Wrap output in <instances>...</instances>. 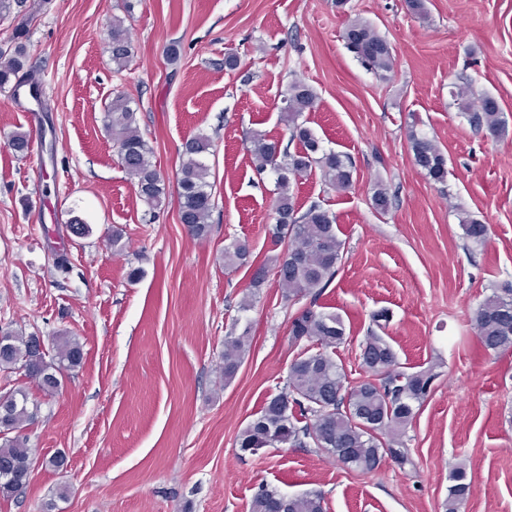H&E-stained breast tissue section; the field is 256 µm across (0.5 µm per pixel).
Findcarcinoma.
<instances>
[{"label": "carcinoma", "mask_w": 512, "mask_h": 512, "mask_svg": "<svg viewBox=\"0 0 512 512\" xmlns=\"http://www.w3.org/2000/svg\"><path fill=\"white\" fill-rule=\"evenodd\" d=\"M31 0H0V17L17 20L6 48L7 62L0 64V90L10 89L19 95L29 86L38 99V84L26 69L28 58ZM124 16H112L108 31L109 52L116 72L125 70L135 53L127 21L134 4L125 0ZM347 48L381 79L389 80L394 70L392 49L370 23L354 19L342 32ZM449 94L468 124L493 139L508 134V122L496 98L483 93L478 100L472 83L465 80L451 84ZM288 105L281 109L289 140L295 150L282 149L279 142L263 134L249 138L248 151L258 174L274 177L271 206V242L278 252L257 264L252 260L249 244L234 239L224 245V267L252 269V291L240 306L247 312L268 274H274L283 287V298L297 306L289 325L295 344H305L288 367L282 390L266 399L237 438L238 448L256 454L264 448L313 447L319 449L344 469L370 474L385 458L401 469L415 468L407 443V430L440 376L436 366L414 370L398 361L392 345L379 334L386 314H373L374 328L360 344L362 377L355 383L347 380L343 364L336 361V348L347 339L342 316L318 309V291L336 276L345 252V240L339 236L336 215L312 204L299 212L291 194V183L319 170L326 186L346 193L354 186V165L349 155L326 150L303 119L315 109L316 92L304 81L293 79L281 92ZM137 109L121 91L115 92L103 115V124L112 137L113 148L134 181L141 201L151 208L168 196L163 176L150 161V147L136 123ZM412 159L427 178L443 184L448 176V160L437 142L412 123L407 129ZM211 140L199 134L183 144L182 162L176 176L175 196L180 222L190 236L203 239L210 232V217L215 206L209 167L205 162ZM14 154L29 152L30 140L16 133L7 141ZM464 236L476 246L484 245L489 226L465 213L458 215ZM307 304H301L305 298ZM477 340L488 354L512 351V284L495 289L474 311L471 319ZM0 370H21L47 394L58 392L72 371L84 358L83 345L73 336L52 337L54 355L49 357L35 334L25 335L11 326L0 327ZM252 347L251 324L234 322L224 336L221 367L224 384H231ZM35 411L29 407V395L17 389L8 395L6 412L0 413V498L10 499L21 493L34 467L26 439L16 431L30 422ZM448 498L444 512H461L471 493L466 467L456 464L448 473ZM250 512H325L324 497L318 491L288 496L262 485L252 498Z\"/></svg>", "instance_id": "cac0c4a2"}]
</instances>
